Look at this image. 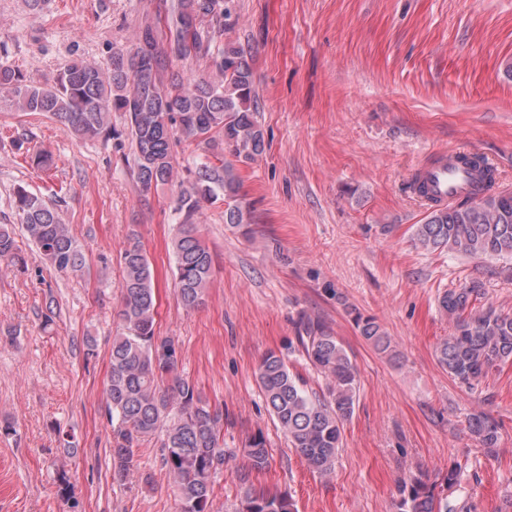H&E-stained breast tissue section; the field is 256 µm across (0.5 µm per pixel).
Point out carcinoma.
<instances>
[{
    "instance_id": "carcinoma-1",
    "label": "carcinoma",
    "mask_w": 512,
    "mask_h": 512,
    "mask_svg": "<svg viewBox=\"0 0 512 512\" xmlns=\"http://www.w3.org/2000/svg\"><path fill=\"white\" fill-rule=\"evenodd\" d=\"M230 17L225 0H170L167 11L157 13L155 24L140 29L128 53H112L104 68L73 61L47 85L27 81L0 61V92L7 93L16 112L44 113L80 138L103 140L112 137L111 114L124 113L135 144L133 173L143 193L175 183L174 134H180L186 147L201 151L189 187L180 188L178 211L183 220L172 239L175 287L189 308L202 302L214 268L192 218L201 204L220 199L224 223H244L241 180L224 154L250 160L265 149L248 60L234 46L211 52L212 41L224 34V21ZM162 28L170 34L176 57L205 60L212 73L163 77L166 60L158 40ZM464 165L478 176L482 194L430 208L423 223L414 225L415 244L469 256H512V194L493 191L492 170L482 159ZM13 207L50 267L60 273L83 270L85 253L57 208L21 185L14 190ZM0 261H22L6 226H0ZM120 265L119 328L112 337L105 382L112 478L126 480L140 441L162 432L163 464L180 512H211L214 477L224 466V413L203 402L195 385L180 374L178 341L156 334L154 271L133 231L120 251ZM480 298V286L473 282L439 297L453 331L437 345L436 358L453 380L470 390L491 369L512 363V316L491 305L476 306ZM354 324L375 352L398 358L390 336L375 318L358 314ZM298 340L310 365L325 379V391L309 388L273 351L262 358L257 379L289 447L310 468L328 473L342 444L343 424L356 407L355 368L343 343L317 318L301 320ZM467 428L484 453L494 456L499 423L477 411L467 417ZM242 455L246 464L238 473L237 512H298L291 495L257 489L250 479L268 467L264 438L250 437ZM460 470L453 464L439 478L422 471L411 475L399 489L396 512H464L466 506L449 500Z\"/></svg>"
}]
</instances>
